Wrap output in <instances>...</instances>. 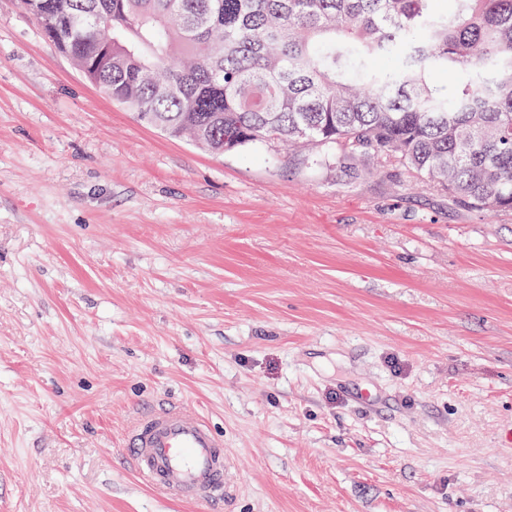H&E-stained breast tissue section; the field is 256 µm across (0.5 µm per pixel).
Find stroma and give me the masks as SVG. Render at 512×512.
Masks as SVG:
<instances>
[{
    "mask_svg": "<svg viewBox=\"0 0 512 512\" xmlns=\"http://www.w3.org/2000/svg\"><path fill=\"white\" fill-rule=\"evenodd\" d=\"M167 401L223 435V512H512V210L203 151L0 0V512H194L121 453Z\"/></svg>",
    "mask_w": 512,
    "mask_h": 512,
    "instance_id": "stroma-1",
    "label": "stroma"
}]
</instances>
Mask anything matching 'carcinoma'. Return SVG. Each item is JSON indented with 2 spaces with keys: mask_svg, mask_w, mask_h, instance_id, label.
I'll use <instances>...</instances> for the list:
<instances>
[{
  "mask_svg": "<svg viewBox=\"0 0 512 512\" xmlns=\"http://www.w3.org/2000/svg\"><path fill=\"white\" fill-rule=\"evenodd\" d=\"M435 2L21 5L103 97L172 137L326 146L396 162L452 206L512 209V0Z\"/></svg>",
  "mask_w": 512,
  "mask_h": 512,
  "instance_id": "obj_1",
  "label": "carcinoma"
}]
</instances>
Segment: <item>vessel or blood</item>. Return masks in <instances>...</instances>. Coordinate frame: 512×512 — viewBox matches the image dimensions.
<instances>
[{"mask_svg": "<svg viewBox=\"0 0 512 512\" xmlns=\"http://www.w3.org/2000/svg\"><path fill=\"white\" fill-rule=\"evenodd\" d=\"M124 454L151 490L204 512L224 506V440L183 404L138 411Z\"/></svg>", "mask_w": 512, "mask_h": 512, "instance_id": "vessel-or-blood-1", "label": "vessel or blood"}]
</instances>
